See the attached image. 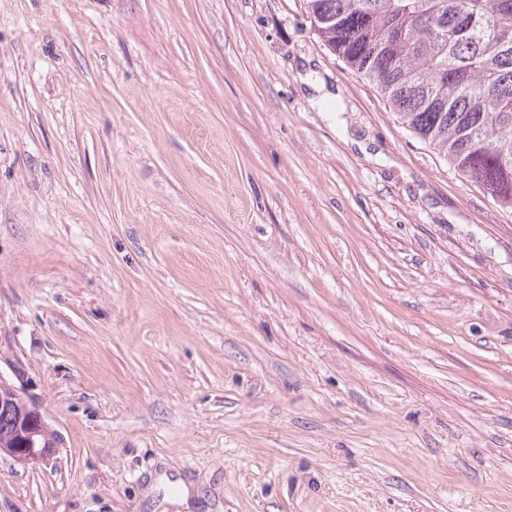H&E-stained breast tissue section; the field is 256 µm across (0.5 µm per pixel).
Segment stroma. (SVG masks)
I'll return each mask as SVG.
<instances>
[{
    "mask_svg": "<svg viewBox=\"0 0 512 512\" xmlns=\"http://www.w3.org/2000/svg\"><path fill=\"white\" fill-rule=\"evenodd\" d=\"M0 375V512H512V213L306 0H0ZM0 405H22L16 426V436L11 438L18 418V407L5 405L0 409V454H5L14 461L28 464L45 462L53 457L57 444L46 436L45 424L40 411L24 400L25 392L6 384L0 375ZM24 402V404L22 403Z\"/></svg>",
    "mask_w": 512,
    "mask_h": 512,
    "instance_id": "35a3bbf8",
    "label": "stroma"
}]
</instances>
